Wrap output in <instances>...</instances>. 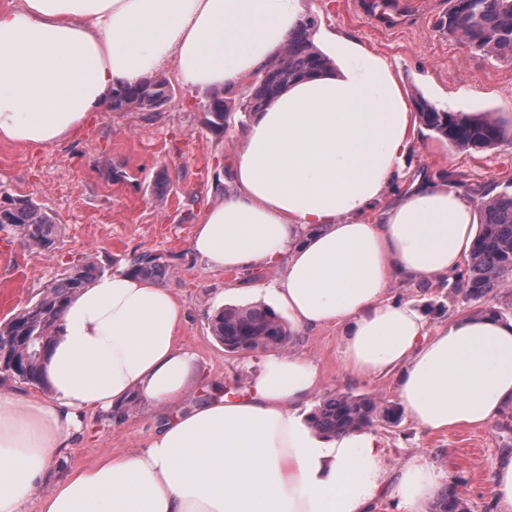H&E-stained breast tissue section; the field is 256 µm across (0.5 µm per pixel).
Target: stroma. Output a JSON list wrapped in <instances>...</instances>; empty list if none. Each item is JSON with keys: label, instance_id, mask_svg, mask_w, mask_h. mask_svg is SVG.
<instances>
[{"label": "stroma", "instance_id": "stroma-1", "mask_svg": "<svg viewBox=\"0 0 512 512\" xmlns=\"http://www.w3.org/2000/svg\"><path fill=\"white\" fill-rule=\"evenodd\" d=\"M360 2L309 0V14L318 26L351 35L386 58L408 100L422 96L446 112L512 116V61L474 54L440 29L448 0H404L407 21L396 27L377 25ZM173 88V98L159 111L96 112L82 133L57 145L28 148L0 142V184L32 198L61 227L49 249L29 248L0 235V321L86 257L109 272L128 268L133 256L157 255L167 267L158 285L171 290L187 310L179 341L196 356L187 397L193 405L212 385L231 391L261 370L266 351L225 352L212 335L210 320L223 307L252 305L253 289L268 284L276 273L266 267L213 270L191 252L189 242L204 212L231 191L236 142L245 127L234 117L225 129L211 128L201 109L205 91L179 82ZM410 165L400 190H410L423 177L463 191L476 203L478 186L500 189L512 183V140L465 154L421 127ZM389 297L415 301L435 325L512 302V293L468 302L452 281L423 278L394 286ZM342 349L333 326L294 331L287 346L288 352L305 355L316 365L320 398L352 392L397 401L394 377L367 382L348 377ZM161 417L136 402L119 420L97 411L82 413L71 431L69 457L49 471L42 493H50L72 467L146 447ZM375 430L384 441L390 469L425 455L449 472L470 512H495L484 486L492 460L512 446V431L501 422L429 434L403 416L392 424L376 423Z\"/></svg>", "mask_w": 512, "mask_h": 512}]
</instances>
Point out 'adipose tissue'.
<instances>
[{
    "label": "adipose tissue",
    "instance_id": "obj_1",
    "mask_svg": "<svg viewBox=\"0 0 512 512\" xmlns=\"http://www.w3.org/2000/svg\"><path fill=\"white\" fill-rule=\"evenodd\" d=\"M307 19V0H0V141L47 147L81 132L115 88L161 72L192 88L235 89ZM331 71L292 83L254 112L234 189L203 215L191 250L212 269L278 268L266 286L296 329L333 325L357 380L396 374L426 432L481 428L512 408V320L431 326L391 285L444 279L468 256L478 216L462 193L425 182L392 204L417 118L393 66L320 30ZM373 221H366V214ZM186 308L118 269L70 300L43 361L44 396L0 390V512H428L450 481L425 456L389 473L374 428L327 436L304 408L317 368L269 355L240 397L185 407ZM138 399L166 414L146 447L70 469L47 495L81 412ZM486 491L512 512V453Z\"/></svg>",
    "mask_w": 512,
    "mask_h": 512
}]
</instances>
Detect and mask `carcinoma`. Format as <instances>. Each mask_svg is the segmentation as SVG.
Listing matches in <instances>:
<instances>
[{"instance_id": "carcinoma-1", "label": "carcinoma", "mask_w": 512, "mask_h": 512, "mask_svg": "<svg viewBox=\"0 0 512 512\" xmlns=\"http://www.w3.org/2000/svg\"><path fill=\"white\" fill-rule=\"evenodd\" d=\"M448 12L440 21L448 35L469 50L486 56L512 60V0H448ZM314 21L285 47L286 65L273 61L279 69L276 81L255 80L248 88L242 112L249 114L270 104L296 79L329 71L332 62L320 53L311 40ZM173 88L167 78L156 75L138 86H122L112 96L114 112L136 110L155 112L168 102ZM208 124L222 130L232 106L224 93L215 91L203 102ZM422 125L462 152L495 148L506 136L504 125L491 115L463 117L437 109L427 100L417 101ZM480 228L465 268L455 278V288L466 300L494 298L512 288V189L504 188L479 203ZM6 229L27 247L48 249L59 234L55 218L39 204L11 194L0 185V231ZM163 265L153 254L133 259L127 272L155 277ZM101 274L96 263L87 260L67 268L48 284L38 297L13 317L0 322V374L22 383L47 387L42 375V360L71 297L91 279ZM213 336L228 352L253 351L288 345L292 334L283 317L265 306L220 309L211 322ZM399 407L380 398L355 394L330 396L309 414L319 431L338 435L358 426H373L379 421L397 422ZM436 512H469L455 495L444 491Z\"/></svg>"}]
</instances>
